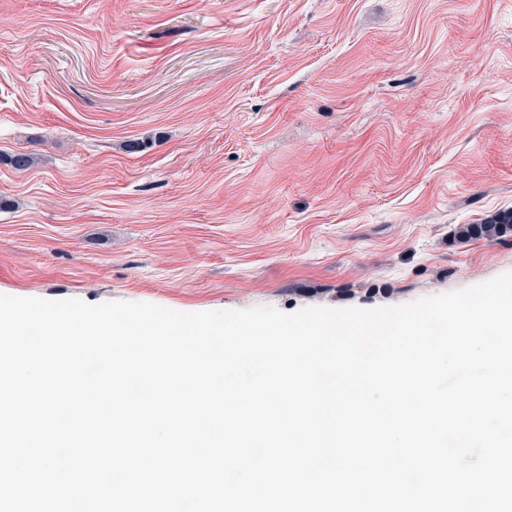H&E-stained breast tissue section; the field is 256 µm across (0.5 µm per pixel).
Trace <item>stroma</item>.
Masks as SVG:
<instances>
[{
	"instance_id": "obj_1",
	"label": "stroma",
	"mask_w": 512,
	"mask_h": 512,
	"mask_svg": "<svg viewBox=\"0 0 512 512\" xmlns=\"http://www.w3.org/2000/svg\"><path fill=\"white\" fill-rule=\"evenodd\" d=\"M507 210L512 0H0V294L393 306Z\"/></svg>"
}]
</instances>
